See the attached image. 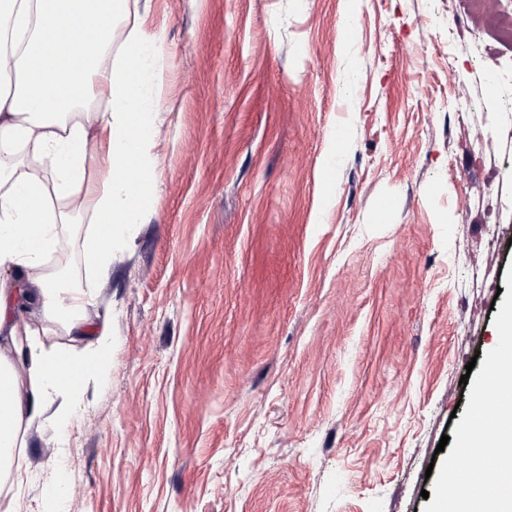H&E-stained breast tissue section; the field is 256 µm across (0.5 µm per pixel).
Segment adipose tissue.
Returning a JSON list of instances; mask_svg holds the SVG:
<instances>
[{"label":"adipose tissue","instance_id":"ef3b65f1","mask_svg":"<svg viewBox=\"0 0 512 512\" xmlns=\"http://www.w3.org/2000/svg\"><path fill=\"white\" fill-rule=\"evenodd\" d=\"M148 18L130 0H0V269L23 275L13 287L0 283V474L16 482L26 428L64 429L86 379L103 377L112 352L109 322L87 319L95 289L45 270L69 219L49 197L92 211L83 258L108 276L155 181L150 131L167 46ZM92 96L106 102L104 111L87 108ZM23 153L45 161L46 171L26 166ZM99 153L107 168L92 181L87 171ZM31 300L44 321L84 340V354L46 345L18 319L19 304ZM482 441L467 475V512H487L478 482L499 466L497 449L512 447V431L489 423Z\"/></svg>","mask_w":512,"mask_h":512}]
</instances>
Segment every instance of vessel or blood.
Returning <instances> with one entry per match:
<instances>
[{"label": "vessel or blood", "instance_id": "b4317fda", "mask_svg": "<svg viewBox=\"0 0 512 512\" xmlns=\"http://www.w3.org/2000/svg\"><path fill=\"white\" fill-rule=\"evenodd\" d=\"M501 365L488 374L487 385L471 409L474 422L494 418L499 426L512 430V336L502 339Z\"/></svg>", "mask_w": 512, "mask_h": 512}]
</instances>
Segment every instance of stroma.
<instances>
[{
    "mask_svg": "<svg viewBox=\"0 0 512 512\" xmlns=\"http://www.w3.org/2000/svg\"><path fill=\"white\" fill-rule=\"evenodd\" d=\"M155 186L15 512H435L512 305V0H151ZM501 79L489 89L488 73ZM352 96H344L345 86ZM391 208L379 216L380 200Z\"/></svg>",
    "mask_w": 512,
    "mask_h": 512,
    "instance_id": "35a3bbf8",
    "label": "stroma"
}]
</instances>
